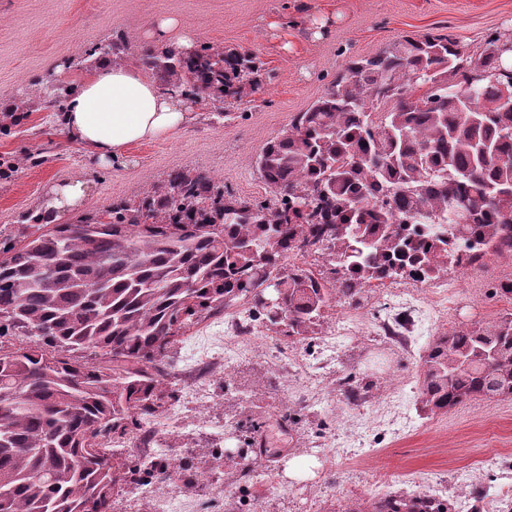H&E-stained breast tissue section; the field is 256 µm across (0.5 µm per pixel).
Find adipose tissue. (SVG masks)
I'll return each instance as SVG.
<instances>
[{
	"label": "adipose tissue",
	"mask_w": 512,
	"mask_h": 512,
	"mask_svg": "<svg viewBox=\"0 0 512 512\" xmlns=\"http://www.w3.org/2000/svg\"><path fill=\"white\" fill-rule=\"evenodd\" d=\"M193 119L181 96L145 79L138 67L102 61L65 104L69 134L103 163L134 143L168 136Z\"/></svg>",
	"instance_id": "adipose-tissue-1"
}]
</instances>
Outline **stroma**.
Returning a JSON list of instances; mask_svg holds the SVG:
<instances>
[{"label":"stroma","mask_w":512,"mask_h":512,"mask_svg":"<svg viewBox=\"0 0 512 512\" xmlns=\"http://www.w3.org/2000/svg\"><path fill=\"white\" fill-rule=\"evenodd\" d=\"M163 16L194 32L196 46L256 55L267 73L263 89L227 100L221 115L212 101L190 98L194 121L107 166L71 139L62 113H24L0 131V161L16 165L0 178V248L29 233L28 216L41 211L52 187L76 180L81 200L56 223L138 200L175 169L214 176L225 194L274 202L258 154L348 58L444 29L470 52L496 36L512 39V0H0V108L43 99L50 77L79 86L101 62L84 61L85 52L111 37H127L121 60L129 64L143 50L177 42L175 32L157 38L153 23ZM510 279L512 259L490 254L440 274L449 285L441 302L412 281H396L418 295L412 356L381 331L384 319L403 311L401 300L372 292L360 305L328 309L303 340L256 328L248 352L225 340L223 315L200 319L166 360L170 409L182 412V423L150 437L131 426L124 437L133 461L177 459L181 468L163 485H128L112 512H344L397 490L433 488L455 512H469L475 498L512 481V399L476 398L424 415L419 354L440 332L512 313V300L495 293ZM349 373L364 382L354 403L339 386ZM194 382L211 397L205 409L187 402ZM209 459L219 480L201 493L190 476Z\"/></svg>","instance_id":"1"}]
</instances>
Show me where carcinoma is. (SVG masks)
<instances>
[{
	"label": "carcinoma",
	"instance_id": "obj_1",
	"mask_svg": "<svg viewBox=\"0 0 512 512\" xmlns=\"http://www.w3.org/2000/svg\"><path fill=\"white\" fill-rule=\"evenodd\" d=\"M128 49L116 39L94 52ZM511 49L495 37L470 55L453 34L426 33L349 58L258 155L280 194L273 205L173 170L107 221L29 216L34 231L0 250V512H112L140 468L111 435L161 415L159 365L211 312L250 302L268 331L304 339L371 284L427 283L491 250L511 257ZM137 61L188 97L262 84L263 63L233 49L146 50ZM324 251L330 278L284 264ZM269 288L272 304L253 305ZM419 397L427 414L512 397V313L434 337ZM175 468L153 463L149 474L164 484ZM346 512L451 508L403 491Z\"/></svg>",
	"mask_w": 512,
	"mask_h": 512
}]
</instances>
